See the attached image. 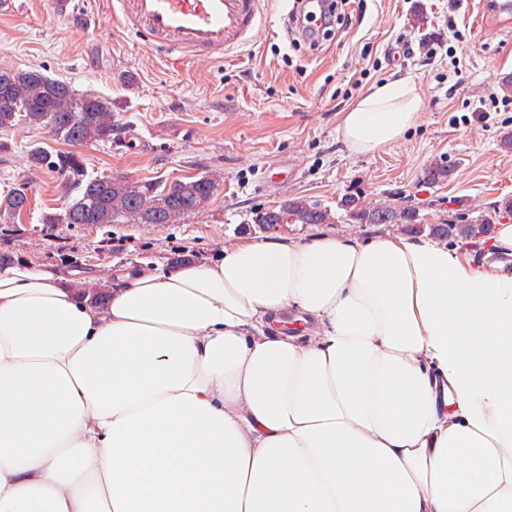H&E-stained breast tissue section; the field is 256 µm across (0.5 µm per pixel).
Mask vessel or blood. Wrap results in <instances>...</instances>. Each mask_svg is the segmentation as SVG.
Returning <instances> with one entry per match:
<instances>
[{"label": "vessel or blood", "instance_id": "1", "mask_svg": "<svg viewBox=\"0 0 512 512\" xmlns=\"http://www.w3.org/2000/svg\"><path fill=\"white\" fill-rule=\"evenodd\" d=\"M124 18L153 44L212 59L250 43L262 0H118Z\"/></svg>", "mask_w": 512, "mask_h": 512}]
</instances>
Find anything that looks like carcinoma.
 Listing matches in <instances>:
<instances>
[{"label": "carcinoma", "mask_w": 512, "mask_h": 512, "mask_svg": "<svg viewBox=\"0 0 512 512\" xmlns=\"http://www.w3.org/2000/svg\"><path fill=\"white\" fill-rule=\"evenodd\" d=\"M112 100L95 92H76L61 79L40 70H0V131L21 125L48 129L70 145L112 141L115 130ZM32 165L59 173L69 190L76 192L61 214L43 215L45 224H177L195 214L221 192L222 183L202 173L187 181L169 183L133 182L123 177H91L74 152L55 154L31 151ZM29 205L24 188H12L0 198V211L20 214ZM350 220L358 224H403L406 231L427 229L441 240L473 239L484 232V219L464 224H421L416 208L401 201L382 207H363L353 196L340 200ZM327 209L305 200L289 201L280 207L258 209L253 228L270 232L281 224H325Z\"/></svg>", "instance_id": "obj_1"}]
</instances>
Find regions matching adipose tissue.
Masks as SVG:
<instances>
[{
	"label": "adipose tissue",
	"mask_w": 512,
	"mask_h": 512,
	"mask_svg": "<svg viewBox=\"0 0 512 512\" xmlns=\"http://www.w3.org/2000/svg\"><path fill=\"white\" fill-rule=\"evenodd\" d=\"M417 117L396 80L340 130L369 154ZM0 512H512V271L245 242L101 307L2 267Z\"/></svg>",
	"instance_id": "obj_1"
}]
</instances>
